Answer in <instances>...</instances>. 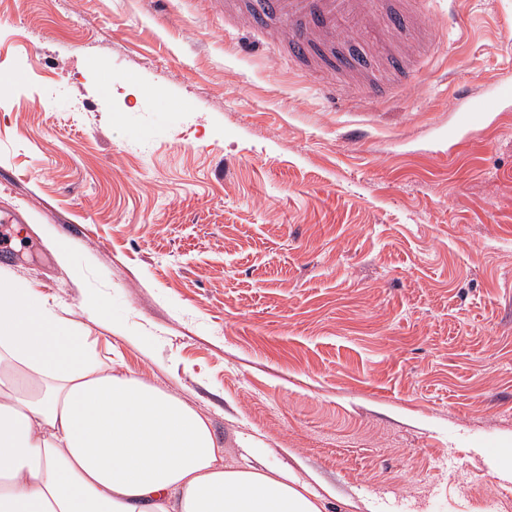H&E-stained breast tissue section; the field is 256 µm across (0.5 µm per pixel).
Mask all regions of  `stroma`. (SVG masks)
I'll list each match as a JSON object with an SVG mask.
<instances>
[{"label": "stroma", "mask_w": 512, "mask_h": 512, "mask_svg": "<svg viewBox=\"0 0 512 512\" xmlns=\"http://www.w3.org/2000/svg\"><path fill=\"white\" fill-rule=\"evenodd\" d=\"M427 8L333 109L216 0H0V270L328 512H512V0ZM512 97V87L500 86L486 90L476 100H472L471 90L462 86L457 90L459 106L455 112H460L464 122L469 121L473 112H498L508 98Z\"/></svg>", "instance_id": "35a3bbf8"}]
</instances>
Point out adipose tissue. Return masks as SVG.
Returning <instances> with one entry per match:
<instances>
[{"mask_svg":"<svg viewBox=\"0 0 512 512\" xmlns=\"http://www.w3.org/2000/svg\"><path fill=\"white\" fill-rule=\"evenodd\" d=\"M95 348L68 305L0 278V512H326L295 473L225 463L197 409Z\"/></svg>","mask_w":512,"mask_h":512,"instance_id":"obj_1","label":"adipose tissue"}]
</instances>
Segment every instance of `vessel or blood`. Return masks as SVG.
<instances>
[{"label":"vessel or blood","mask_w":512,"mask_h":512,"mask_svg":"<svg viewBox=\"0 0 512 512\" xmlns=\"http://www.w3.org/2000/svg\"><path fill=\"white\" fill-rule=\"evenodd\" d=\"M427 0H242V24L274 33L278 54L293 63L310 65L312 73L373 71L384 65L397 75L410 72L412 62L399 45L378 47L359 41L365 31L407 38L419 27ZM512 87L500 86L472 97L469 87L457 90L463 119L475 112H497Z\"/></svg>","instance_id":"obj_1"}]
</instances>
